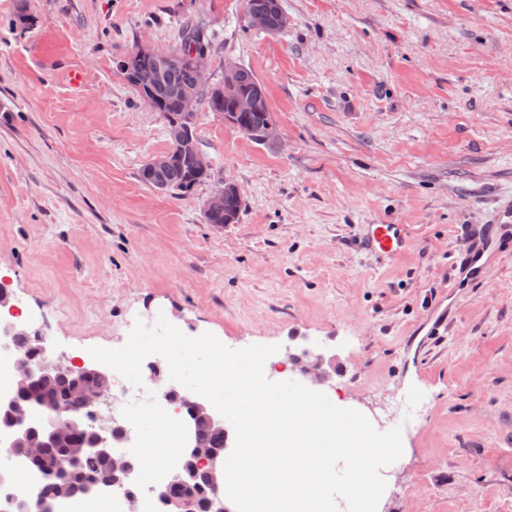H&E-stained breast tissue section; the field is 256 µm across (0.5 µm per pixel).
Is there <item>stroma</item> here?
Segmentation results:
<instances>
[{
	"label": "stroma",
	"instance_id": "obj_1",
	"mask_svg": "<svg viewBox=\"0 0 512 512\" xmlns=\"http://www.w3.org/2000/svg\"><path fill=\"white\" fill-rule=\"evenodd\" d=\"M282 6L270 36L243 0H0V316L76 362L161 315L231 349L331 348L325 393L402 429L385 512H512V0ZM198 19L212 72L251 69L281 131L268 146L200 110V149L244 196L221 228L213 179L142 181L170 141L118 67ZM492 223L507 246L454 271ZM371 224L406 225L405 251L361 249Z\"/></svg>",
	"mask_w": 512,
	"mask_h": 512
}]
</instances>
